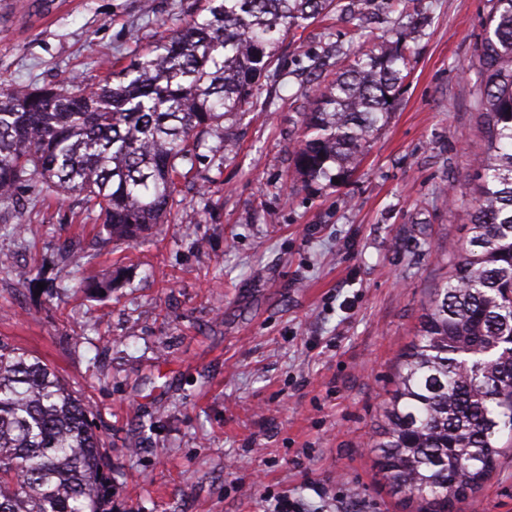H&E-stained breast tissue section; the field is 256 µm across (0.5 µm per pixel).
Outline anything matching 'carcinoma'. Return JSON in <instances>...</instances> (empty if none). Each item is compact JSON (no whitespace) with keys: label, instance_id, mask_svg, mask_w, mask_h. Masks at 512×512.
Segmentation results:
<instances>
[{"label":"carcinoma","instance_id":"cac0c4a2","mask_svg":"<svg viewBox=\"0 0 512 512\" xmlns=\"http://www.w3.org/2000/svg\"><path fill=\"white\" fill-rule=\"evenodd\" d=\"M477 46L485 117L468 237L429 291L374 444L392 492L450 512L479 491L512 440V0H491ZM335 0H204L87 94L22 85L0 96V200L36 181L100 209L112 237L141 242L170 215L181 168L244 112L279 43ZM398 34L351 48L301 113L305 179L343 181L365 158L409 75ZM90 408L44 361L0 339V512H112L109 464Z\"/></svg>","mask_w":512,"mask_h":512}]
</instances>
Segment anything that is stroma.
Listing matches in <instances>:
<instances>
[{
  "instance_id": "1",
  "label": "stroma",
  "mask_w": 512,
  "mask_h": 512,
  "mask_svg": "<svg viewBox=\"0 0 512 512\" xmlns=\"http://www.w3.org/2000/svg\"><path fill=\"white\" fill-rule=\"evenodd\" d=\"M196 0H0V93L98 87ZM489 0H362L291 32L229 141L206 140L148 241L38 185L0 201V338L92 411L114 512H411L375 464L382 407L428 290L462 242L482 117L468 71ZM412 28L411 75L339 185L294 170L298 108L367 35ZM26 225L25 233L13 230ZM106 283V291L91 282ZM462 512H512V451Z\"/></svg>"
}]
</instances>
